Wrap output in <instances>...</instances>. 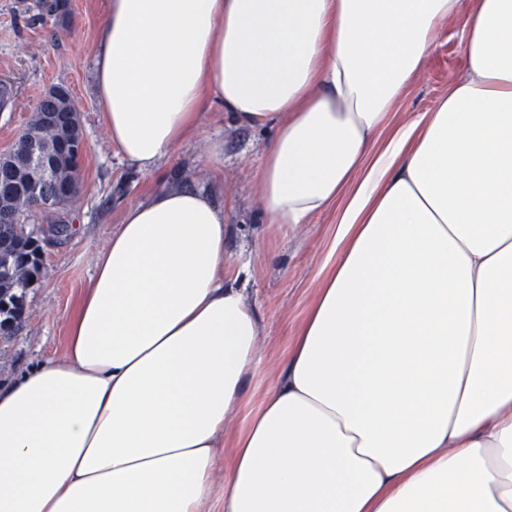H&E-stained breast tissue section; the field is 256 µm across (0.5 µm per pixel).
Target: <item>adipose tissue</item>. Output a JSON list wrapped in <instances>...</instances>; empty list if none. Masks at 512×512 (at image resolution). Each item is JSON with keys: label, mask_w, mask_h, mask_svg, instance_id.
Segmentation results:
<instances>
[{"label": "adipose tissue", "mask_w": 512, "mask_h": 512, "mask_svg": "<svg viewBox=\"0 0 512 512\" xmlns=\"http://www.w3.org/2000/svg\"><path fill=\"white\" fill-rule=\"evenodd\" d=\"M458 2L106 0L95 90L128 166L216 101L277 125L267 223L344 203L224 512H512V0H479L467 80L374 147ZM227 233L183 185L127 208L65 353L0 388V512H204L262 360Z\"/></svg>", "instance_id": "obj_1"}]
</instances>
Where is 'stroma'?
I'll list each match as a JSON object with an SVG mask.
<instances>
[{
	"label": "stroma",
	"instance_id": "obj_1",
	"mask_svg": "<svg viewBox=\"0 0 512 512\" xmlns=\"http://www.w3.org/2000/svg\"><path fill=\"white\" fill-rule=\"evenodd\" d=\"M68 19L59 22L45 0H0V79L12 88L0 110V154L8 152L51 88H68L78 106L86 149L79 159L77 198L68 207L69 237L43 245L42 268L31 289L23 328L0 345V387L15 383L29 368L64 353L69 323L87 289L98 252L123 219L125 209L147 200L170 183L201 188L224 205L229 234L224 274L249 267V298L259 308L264 360L246 385L245 401L228 427L240 433L270 392L277 367L308 314L329 265L336 261V228L342 207L333 205L295 227L264 223L256 176L275 124L239 125L223 107L201 112L195 135L178 144L158 171L132 170L107 137L98 102L93 64L105 0H66ZM479 0H459L441 25L434 48L392 106L384 135L445 99L464 80L468 62L461 45L466 21ZM224 141V163L213 165L211 139Z\"/></svg>",
	"mask_w": 512,
	"mask_h": 512
}]
</instances>
